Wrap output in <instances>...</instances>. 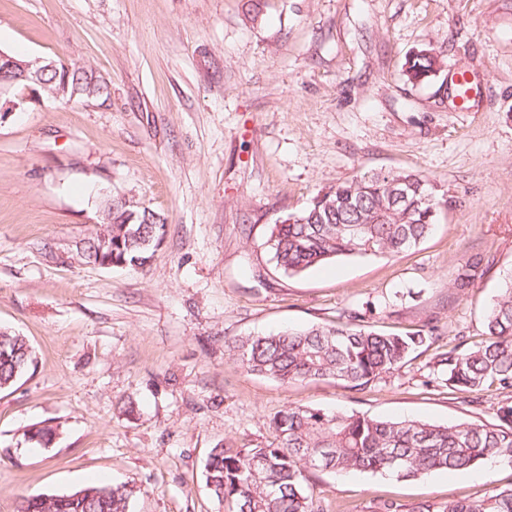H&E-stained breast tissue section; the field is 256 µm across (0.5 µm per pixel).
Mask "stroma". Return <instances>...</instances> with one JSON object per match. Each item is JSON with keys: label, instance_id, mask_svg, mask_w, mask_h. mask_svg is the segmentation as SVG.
<instances>
[{"label": "stroma", "instance_id": "stroma-1", "mask_svg": "<svg viewBox=\"0 0 512 512\" xmlns=\"http://www.w3.org/2000/svg\"><path fill=\"white\" fill-rule=\"evenodd\" d=\"M0 0V50L90 66L105 99L26 101L0 119V329L34 369L0 390V512L93 482L133 485L128 512H225L206 486L219 445L274 442L288 406L437 424L495 422L496 392L452 391L437 358L480 342L512 273V0ZM440 50V76L406 57ZM474 90L457 97L456 71ZM414 172L453 195L432 233L390 256L300 276L266 246L325 187ZM166 220L145 267L84 262L102 194ZM485 257L467 294L448 284ZM444 337L363 391L247 372L225 341L347 322ZM50 425L49 444L31 440ZM485 464L414 479L316 473L324 512H401L512 488ZM441 53L435 48L422 49L406 59L405 75L413 83L424 82L442 69Z\"/></svg>", "mask_w": 512, "mask_h": 512}]
</instances>
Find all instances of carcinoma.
Here are the masks:
<instances>
[{
  "mask_svg": "<svg viewBox=\"0 0 512 512\" xmlns=\"http://www.w3.org/2000/svg\"><path fill=\"white\" fill-rule=\"evenodd\" d=\"M442 71L441 53L422 49L406 59L405 75L424 82ZM33 90L70 101L108 95V83L93 68L61 61ZM454 197L430 179L411 172L372 173L322 189L303 209L276 220L268 247L276 265L299 275L340 257L394 256L422 242ZM99 227L83 244L89 263L112 254V262L145 266L164 236V219L130 195L98 204ZM484 256L471 255L457 268L451 288L463 294L483 273ZM484 341L448 350L434 363L452 391L504 396L498 423L434 424L418 419H377L288 407L271 419L276 442L262 448L211 450L207 484L229 512H324L314 499L309 472H391L398 479L440 470L465 471L497 458L512 466V274L482 323ZM440 339L428 321L404 336L355 321L242 336L225 344L246 371L283 385L333 379L364 390L402 367L411 354ZM34 365L24 337L0 329V390L13 386ZM127 484L90 485L69 494L28 496L19 512H128ZM417 512H512V489L480 500L422 504Z\"/></svg>",
  "mask_w": 512,
  "mask_h": 512,
  "instance_id": "carcinoma-1",
  "label": "carcinoma"
}]
</instances>
